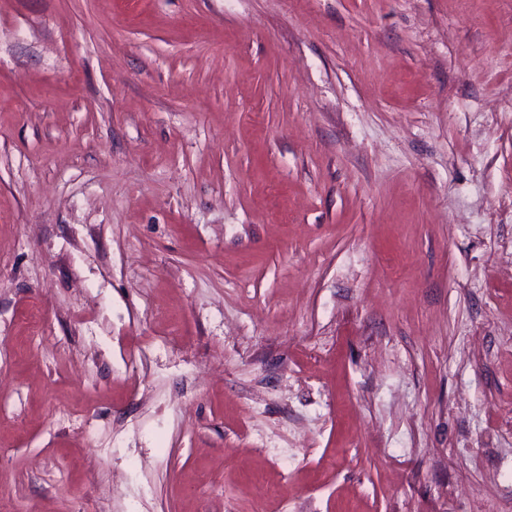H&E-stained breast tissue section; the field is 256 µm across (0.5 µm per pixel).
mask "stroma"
<instances>
[{
	"instance_id": "1",
	"label": "stroma",
	"mask_w": 512,
	"mask_h": 512,
	"mask_svg": "<svg viewBox=\"0 0 512 512\" xmlns=\"http://www.w3.org/2000/svg\"><path fill=\"white\" fill-rule=\"evenodd\" d=\"M512 512V0H0V506Z\"/></svg>"
}]
</instances>
